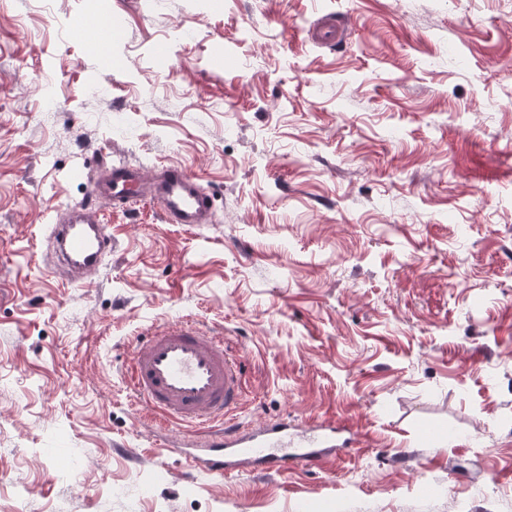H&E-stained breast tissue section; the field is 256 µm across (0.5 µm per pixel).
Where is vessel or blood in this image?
Listing matches in <instances>:
<instances>
[{"label":"vessel or blood","mask_w":512,"mask_h":512,"mask_svg":"<svg viewBox=\"0 0 512 512\" xmlns=\"http://www.w3.org/2000/svg\"><path fill=\"white\" fill-rule=\"evenodd\" d=\"M349 25L325 16L309 30L311 41L331 49L346 42ZM92 168L90 200L53 211L45 238L51 272L71 284H85L112 253L102 203L121 208L150 200L172 224H207L215 198L181 166L170 164L147 175L122 162L80 160ZM124 380L134 398L163 420L188 430L185 440L169 442V454L183 459L188 474L226 476L241 469L283 473L295 465L323 467L337 460L357 438L332 423L300 425L282 417L256 426L237 423L243 371L225 347L224 334L191 322L170 323L148 333L135 347Z\"/></svg>","instance_id":"b4317fda"}]
</instances>
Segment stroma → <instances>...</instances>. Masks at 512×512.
Returning <instances> with one entry per match:
<instances>
[{
  "label": "stroma",
  "instance_id": "1",
  "mask_svg": "<svg viewBox=\"0 0 512 512\" xmlns=\"http://www.w3.org/2000/svg\"><path fill=\"white\" fill-rule=\"evenodd\" d=\"M101 155L216 209H106L78 286L43 226ZM186 319L241 359L244 425L363 442L185 478L122 371ZM0 512H512V0H0ZM349 35V24L336 16H325L318 19L309 29L310 40L323 48L332 49L346 42Z\"/></svg>",
  "mask_w": 512,
  "mask_h": 512
}]
</instances>
